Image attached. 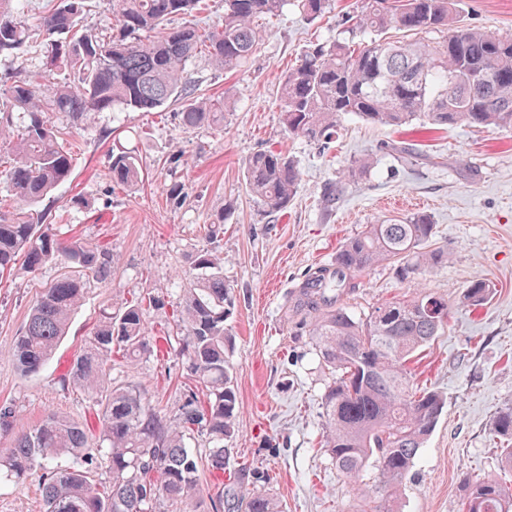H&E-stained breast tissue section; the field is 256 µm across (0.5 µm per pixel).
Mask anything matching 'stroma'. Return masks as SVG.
Masks as SVG:
<instances>
[{"mask_svg": "<svg viewBox=\"0 0 512 512\" xmlns=\"http://www.w3.org/2000/svg\"><path fill=\"white\" fill-rule=\"evenodd\" d=\"M54 0H11L14 19L28 31L24 57H0V103L16 73L44 72L45 85L63 73L44 70L41 19ZM360 0H332L321 20H306L295 6L266 26L264 38L241 68L224 72L205 57L189 70L200 97L224 98V128L191 133L178 126L180 106L155 112L115 108L70 126L75 165L69 181L40 205L46 223L67 240L111 252L108 279L91 281L69 333L49 365L22 376L11 349L43 288L63 268L0 278V406L16 410L13 427L28 430L50 413L84 423L98 434V395L73 385V361L104 316L140 291L156 302L145 311L154 356L127 367L121 356L106 365V382H132L148 393L156 410L174 416L191 384L169 354L165 336L174 327L183 285L194 276L193 260L209 248V224L223 223L219 249L224 280L235 297L228 360L239 403V433L227 441L224 472L200 473L201 494L189 512H212L218 487L235 480L247 488L273 490L283 512H363L372 498L373 472L341 480L321 446V395L328 378L308 337L287 330L284 306L304 276L329 264L339 248L366 225L390 215H429L435 234L429 248L453 252L448 264L412 279L387 264L356 274L344 302L358 317L385 302L422 293L445 299L448 322L409 364L414 383L440 391L446 406L412 469L399 512H463V482L484 474L501 476L505 439L495 437L498 413L512 407V128L455 127L436 130L422 122L393 130L345 117L330 147L293 139L281 123L279 87L301 51L313 41L340 37L341 17ZM470 27L512 34V0H459ZM404 142L413 154H387L386 144ZM284 149L300 171L298 192L287 211L267 214L245 185L243 161L259 150ZM142 158L149 176L140 186L112 185L114 150ZM376 154V167L345 182L339 200L328 194L354 158ZM183 185L180 204L167 198ZM88 200L74 208L72 199ZM485 279L491 298L478 307L461 304L473 278ZM41 478L32 472L22 485L0 483V512H42Z\"/></svg>", "mask_w": 512, "mask_h": 512, "instance_id": "1", "label": "stroma"}]
</instances>
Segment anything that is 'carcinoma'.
Here are the masks:
<instances>
[{
  "label": "carcinoma",
  "mask_w": 512,
  "mask_h": 512,
  "mask_svg": "<svg viewBox=\"0 0 512 512\" xmlns=\"http://www.w3.org/2000/svg\"><path fill=\"white\" fill-rule=\"evenodd\" d=\"M314 21L330 0H297ZM201 0H119L108 35L83 28L92 0H60L44 16L46 69H65L70 82L45 92L39 76L26 75L10 87V106L0 111V145L11 162L3 169L20 201L41 203L61 186L73 167L70 132L51 116L72 122L90 119L121 104L149 112L181 104L182 131L224 127V99L192 92L188 63L199 55L215 67L234 71L248 62L263 37L262 22L282 14L288 0H224V22L216 28L195 23L168 27L179 15L200 10ZM348 36L306 49L280 83L281 120L288 137L332 140L343 116L353 114L380 127L400 129L417 118L436 129L457 126L512 127V35L461 24L457 0H362L361 11L345 19ZM439 32L441 40L422 35ZM23 25L0 10V53L27 44ZM26 114L13 131L12 108ZM377 158H356L343 177L370 172ZM246 186L268 213L288 209L301 172L283 149L260 150L243 161ZM146 167L136 157L112 155V183L134 188ZM43 215L0 210V278L24 257L29 272L59 260L67 271L44 289L17 337L11 357L25 375L41 371L67 335L69 322L92 280H104L112 253L78 242L65 243ZM435 234L426 214L368 224L348 239L331 264L309 272L288 296L293 334L307 336L330 370L322 396V442L337 475L353 481L376 470L374 505L366 512H397V500L416 457L440 417L442 393L414 385L407 364L429 345L448 318V303L432 294L382 303L364 318L343 302L358 272L394 264L407 280L448 262L445 248L425 249ZM195 276L182 288L180 336L175 348L183 371L202 394L185 397L180 414H160L144 390L132 383L103 389V362L117 352L134 363L151 353L143 310L154 302L141 295L104 317L71 369L73 385L99 390V442L112 474L102 491L92 479L95 462L86 455L83 425L51 414L14 436L0 474L18 483L42 471L44 512H179L199 492L205 465L224 470V441L238 431V398L226 359V319L235 306L224 283V255L203 249ZM492 289L482 278L466 288L463 302L479 306ZM496 433L512 437V408L502 411ZM206 439L198 456L186 439ZM70 456L59 467L55 459ZM466 512H512V490L488 476L464 483ZM216 510L282 512L271 492L249 488L216 493Z\"/></svg>",
  "instance_id": "1"
}]
</instances>
